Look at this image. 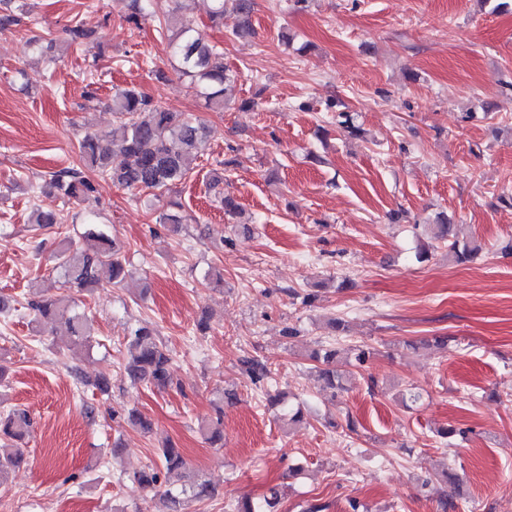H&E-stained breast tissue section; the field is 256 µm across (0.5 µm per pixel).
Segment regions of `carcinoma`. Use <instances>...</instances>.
Here are the masks:
<instances>
[{
  "label": "carcinoma",
  "mask_w": 512,
  "mask_h": 512,
  "mask_svg": "<svg viewBox=\"0 0 512 512\" xmlns=\"http://www.w3.org/2000/svg\"><path fill=\"white\" fill-rule=\"evenodd\" d=\"M237 16L233 30L237 38L251 30V17L255 0H211L210 18L215 24H224L227 10ZM128 18L136 23L147 17L164 20L165 30L170 32L168 47L176 61V71L186 78L197 95L204 98L206 106L221 110L226 104V84L235 76L224 68V49L209 42L194 27L179 16L177 0H129ZM28 11L24 6L17 10H0V31L19 25ZM68 41L85 44L92 32L80 22L66 28ZM111 109L119 115L108 140L87 134L80 141L79 153L85 167L97 170L112 182L128 190L144 192L156 199L172 188L184 183L191 172L190 162L198 157L209 137L208 127L197 119L181 112H174L160 104L152 96L135 88H125L112 94ZM51 185L67 200L77 201L92 191V183L83 172L63 168L51 174ZM210 191L224 204V214L234 218L243 213L241 205L223 191V178L216 176L210 183ZM160 224L168 225L175 233L188 218L178 211H161L156 217ZM430 237L448 247V255L457 264L471 261L480 250L473 241L460 242L457 225L444 213L425 225ZM83 238L95 242L93 248L83 246L81 240L68 239L57 254L61 269L71 286L91 292L105 284H122L129 276L127 260L122 246L100 225L93 223ZM36 320L53 332L63 333L79 345L88 342L90 325L87 316L76 310L64 297L50 298L30 304ZM310 358L318 363V378L323 387L332 391L344 388V380L350 371L336 365V351L319 349ZM171 355L159 340L155 328L143 322L131 330L127 341V359L122 366L121 377L132 385L150 384L165 388L172 382ZM31 427L27 412L12 409L0 415V441L20 440ZM200 431L212 446H220L224 440L221 420L201 424ZM160 463L150 464L133 472L132 478L146 489L163 488L165 512H186L190 501L214 498L215 487L198 475H188V463L179 449L165 444L159 455ZM23 461V450L0 454V482ZM278 504L276 491L261 504L244 501L236 506V512H275Z\"/></svg>",
  "instance_id": "cac0c4a2"
}]
</instances>
